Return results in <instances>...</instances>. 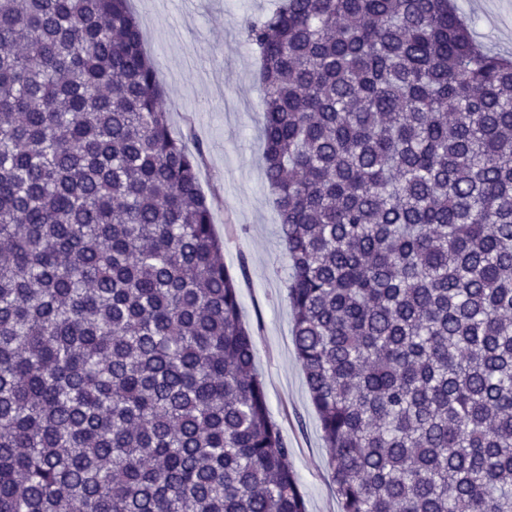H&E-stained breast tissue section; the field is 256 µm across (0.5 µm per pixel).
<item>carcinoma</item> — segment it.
Returning a JSON list of instances; mask_svg holds the SVG:
<instances>
[{
    "label": "carcinoma",
    "instance_id": "obj_1",
    "mask_svg": "<svg viewBox=\"0 0 512 512\" xmlns=\"http://www.w3.org/2000/svg\"><path fill=\"white\" fill-rule=\"evenodd\" d=\"M244 33L339 512H512V55L454 0ZM204 155L130 0H0V512H307Z\"/></svg>",
    "mask_w": 512,
    "mask_h": 512
}]
</instances>
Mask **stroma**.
<instances>
[{"mask_svg":"<svg viewBox=\"0 0 512 512\" xmlns=\"http://www.w3.org/2000/svg\"><path fill=\"white\" fill-rule=\"evenodd\" d=\"M476 38L512 54V0H456ZM273 0H132L147 53L158 63L171 126L206 148L201 189L214 211L224 264L239 276L241 316L253 329L268 406L293 450L307 512H338L322 439L292 342L288 259L262 174L259 56L243 34L246 18Z\"/></svg>","mask_w":512,"mask_h":512,"instance_id":"35a3bbf8","label":"stroma"}]
</instances>
